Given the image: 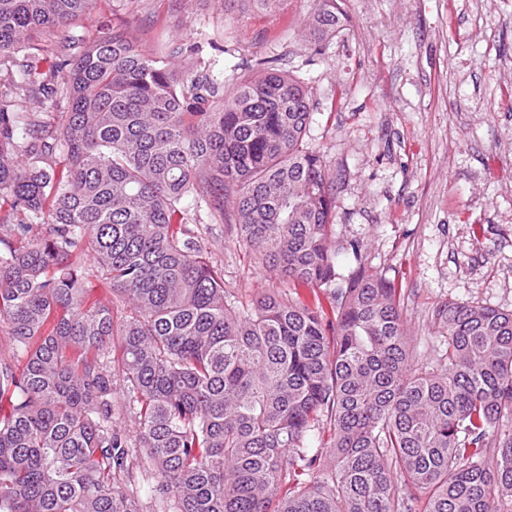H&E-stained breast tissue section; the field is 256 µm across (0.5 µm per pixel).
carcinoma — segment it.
Listing matches in <instances>:
<instances>
[{"label": "carcinoma", "instance_id": "carcinoma-1", "mask_svg": "<svg viewBox=\"0 0 512 512\" xmlns=\"http://www.w3.org/2000/svg\"><path fill=\"white\" fill-rule=\"evenodd\" d=\"M99 2L0 0V512H148L150 476L166 512H512V311L443 301L413 356L402 289L333 236L306 79L147 50ZM343 19L319 0L317 54ZM214 224L331 315L240 301Z\"/></svg>", "mask_w": 512, "mask_h": 512}]
</instances>
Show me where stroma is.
Instances as JSON below:
<instances>
[{
    "mask_svg": "<svg viewBox=\"0 0 512 512\" xmlns=\"http://www.w3.org/2000/svg\"><path fill=\"white\" fill-rule=\"evenodd\" d=\"M315 4L193 0L163 32L149 16L169 0H141L116 23L146 49L206 33L218 73L273 50L300 69L318 103L304 142L336 177V237L401 283L426 355L437 303L512 311V0H341L344 26L320 55L302 33ZM208 245L243 301L285 291L328 309L321 291L269 277L233 226Z\"/></svg>",
    "mask_w": 512,
    "mask_h": 512,
    "instance_id": "1",
    "label": "stroma"
}]
</instances>
